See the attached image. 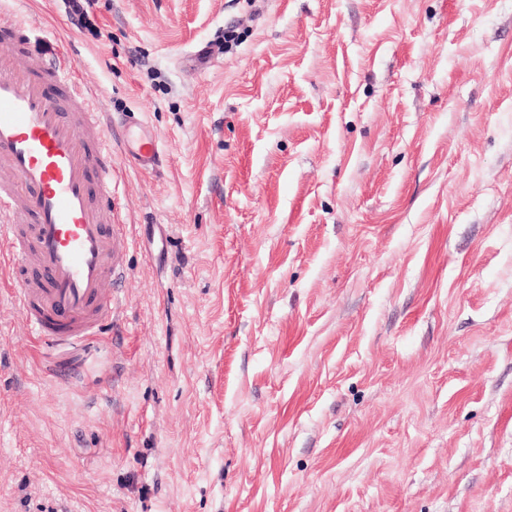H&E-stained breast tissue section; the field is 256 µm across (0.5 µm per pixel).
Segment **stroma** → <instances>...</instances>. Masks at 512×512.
<instances>
[{
    "instance_id": "obj_1",
    "label": "stroma",
    "mask_w": 512,
    "mask_h": 512,
    "mask_svg": "<svg viewBox=\"0 0 512 512\" xmlns=\"http://www.w3.org/2000/svg\"><path fill=\"white\" fill-rule=\"evenodd\" d=\"M115 130L75 382L0 270V512H512V0H0ZM65 10L74 25L87 28L89 17L95 0H67L64 2ZM124 140L128 145V155L137 169H154L161 161L162 147L153 130L139 124L134 128L124 129Z\"/></svg>"
}]
</instances>
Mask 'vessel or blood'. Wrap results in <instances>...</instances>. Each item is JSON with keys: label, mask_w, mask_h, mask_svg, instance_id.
Here are the masks:
<instances>
[{"label": "vessel or blood", "mask_w": 512, "mask_h": 512, "mask_svg": "<svg viewBox=\"0 0 512 512\" xmlns=\"http://www.w3.org/2000/svg\"><path fill=\"white\" fill-rule=\"evenodd\" d=\"M26 33L0 19V253L12 256L11 295L34 336L56 351L88 348L112 323L121 263L112 220V114L52 56L17 63ZM137 169L159 165L158 136L125 129Z\"/></svg>", "instance_id": "b4317fda"}]
</instances>
